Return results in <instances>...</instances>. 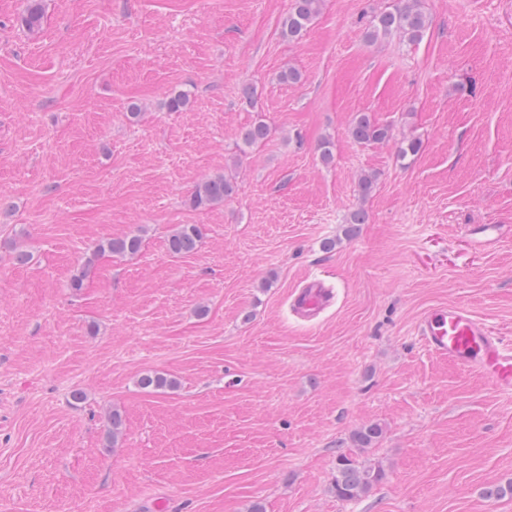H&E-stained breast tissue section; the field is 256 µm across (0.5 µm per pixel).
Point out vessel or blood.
<instances>
[{
  "mask_svg": "<svg viewBox=\"0 0 512 512\" xmlns=\"http://www.w3.org/2000/svg\"><path fill=\"white\" fill-rule=\"evenodd\" d=\"M333 298L324 282H305L293 296L294 310L306 318L315 317ZM428 348L439 356L482 376L498 390L512 391V346L481 318L463 305L429 308L418 323Z\"/></svg>",
  "mask_w": 512,
  "mask_h": 512,
  "instance_id": "b4317fda",
  "label": "vessel or blood"
}]
</instances>
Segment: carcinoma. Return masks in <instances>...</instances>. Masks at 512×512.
<instances>
[{
    "mask_svg": "<svg viewBox=\"0 0 512 512\" xmlns=\"http://www.w3.org/2000/svg\"><path fill=\"white\" fill-rule=\"evenodd\" d=\"M321 0H291L287 16L281 23V33L290 40L301 39L308 31L320 11ZM41 0H28L22 16V24L31 31L41 25ZM430 22L427 15L419 7L418 0H391L389 6L372 14L365 27L369 41L374 42L390 36H397L409 44L420 42ZM270 134L269 126L263 120H257L242 133L241 140L247 147L263 142ZM350 135L361 144H378L390 139L391 129L375 122L370 115H356L351 126ZM421 149V141L414 136H406L401 142L397 158L405 159L416 155ZM237 190V185L224 175L210 177L197 184L191 198L196 208L209 207L224 202ZM202 240V230L197 224H181L176 227L167 239V249L173 255H184L194 252ZM142 238L138 234L102 241L96 249L98 253H111L115 256H133L141 248ZM141 388L158 391L174 389L177 382L160 374H145L139 379ZM381 434L376 424L367 425L353 435L359 450L363 451ZM384 473L372 466L360 465L351 457L340 454L336 463V475L332 482V492L336 498L351 500L367 493L376 483L382 480Z\"/></svg>",
    "mask_w": 512,
    "mask_h": 512,
    "instance_id": "1",
    "label": "carcinoma"
}]
</instances>
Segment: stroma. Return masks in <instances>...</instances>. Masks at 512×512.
I'll use <instances>...</instances> for the list:
<instances>
[{"mask_svg":"<svg viewBox=\"0 0 512 512\" xmlns=\"http://www.w3.org/2000/svg\"><path fill=\"white\" fill-rule=\"evenodd\" d=\"M385 3L322 0L291 41L290 0H43L36 32L0 0V512H512L487 494L512 484V392L417 330L459 304L512 343V0H420L417 45L366 40ZM359 112L391 139L355 142ZM218 174L236 193L193 207ZM180 224L203 231L188 255ZM474 224L504 226L494 250ZM134 233L136 256L96 254ZM314 276L335 301L312 324L291 300ZM341 453L383 479L337 499ZM202 235L199 225L180 224L169 235L167 249L174 255L192 253L198 248Z\"/></svg>","mask_w":512,"mask_h":512,"instance_id":"1","label":"stroma"}]
</instances>
